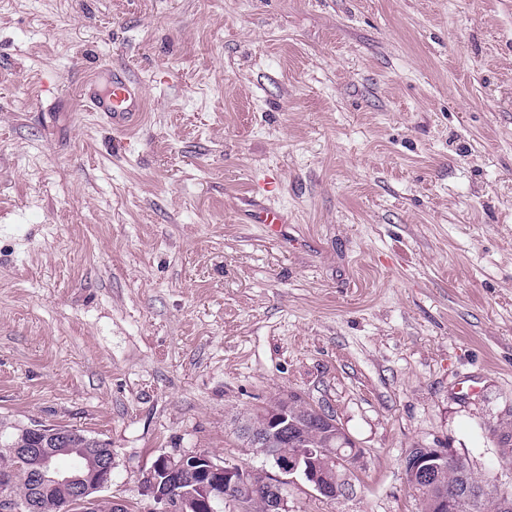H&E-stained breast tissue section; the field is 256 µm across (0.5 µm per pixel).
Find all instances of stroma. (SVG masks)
Listing matches in <instances>:
<instances>
[{
	"mask_svg": "<svg viewBox=\"0 0 512 512\" xmlns=\"http://www.w3.org/2000/svg\"><path fill=\"white\" fill-rule=\"evenodd\" d=\"M291 394L363 461L288 512H420L422 447L512 492V0H0V433L104 441L154 512L162 455L276 476L234 419ZM83 95L92 112H100L115 131L126 130L141 121L142 86L123 72L112 70L110 85L105 91L99 90L93 82L87 83ZM249 206V219L252 224H265L272 231L278 232L282 224H287V218L281 210L269 206L258 193L243 198Z\"/></svg>",
	"mask_w": 512,
	"mask_h": 512,
	"instance_id": "1",
	"label": "stroma"
}]
</instances>
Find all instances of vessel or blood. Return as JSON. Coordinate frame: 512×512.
I'll return each mask as SVG.
<instances>
[{
    "mask_svg": "<svg viewBox=\"0 0 512 512\" xmlns=\"http://www.w3.org/2000/svg\"><path fill=\"white\" fill-rule=\"evenodd\" d=\"M84 99L88 107L101 113L113 130L123 131L136 126L141 118L144 105L142 87L129 75L113 71L107 90H99L95 83H87ZM251 223L262 224L272 231H279L287 218L285 214L269 206L260 194L245 197Z\"/></svg>",
    "mask_w": 512,
    "mask_h": 512,
    "instance_id": "vessel-or-blood-1",
    "label": "vessel or blood"
}]
</instances>
